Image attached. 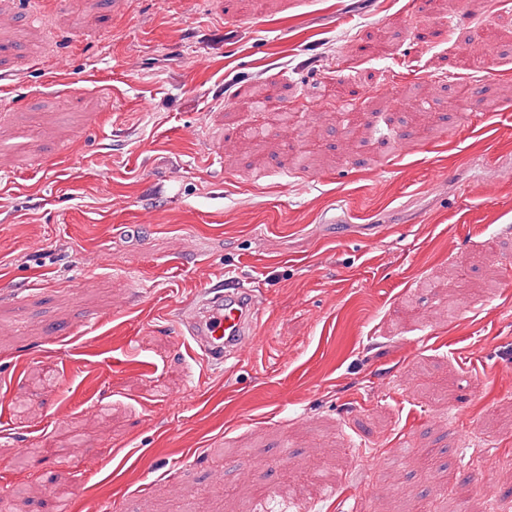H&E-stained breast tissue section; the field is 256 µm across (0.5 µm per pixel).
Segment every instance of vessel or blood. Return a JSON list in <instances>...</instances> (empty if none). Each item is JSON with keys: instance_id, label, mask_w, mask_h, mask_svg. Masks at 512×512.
<instances>
[{"instance_id": "obj_1", "label": "vessel or blood", "mask_w": 512, "mask_h": 512, "mask_svg": "<svg viewBox=\"0 0 512 512\" xmlns=\"http://www.w3.org/2000/svg\"><path fill=\"white\" fill-rule=\"evenodd\" d=\"M258 301L246 281L225 279L208 283L195 298L175 307L197 355L223 363L251 344L258 328Z\"/></svg>"}]
</instances>
